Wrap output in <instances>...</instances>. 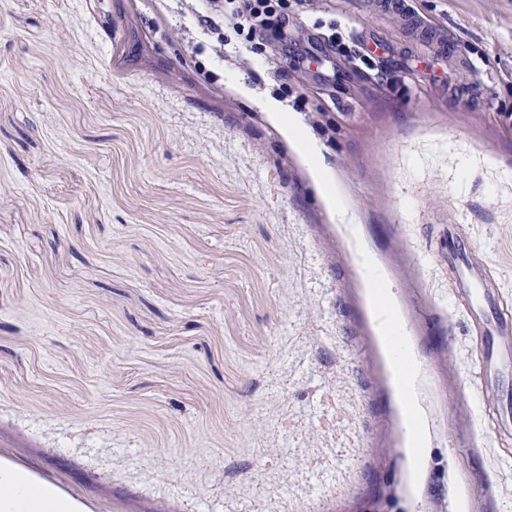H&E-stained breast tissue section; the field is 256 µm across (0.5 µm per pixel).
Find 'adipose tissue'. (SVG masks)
<instances>
[{
  "mask_svg": "<svg viewBox=\"0 0 512 512\" xmlns=\"http://www.w3.org/2000/svg\"><path fill=\"white\" fill-rule=\"evenodd\" d=\"M412 377L413 357L405 348L399 357V380L412 414L410 430L415 443L412 462L420 469L424 466L425 436L419 407L411 394ZM0 512H93V507L78 494L60 488L0 454Z\"/></svg>",
  "mask_w": 512,
  "mask_h": 512,
  "instance_id": "obj_1",
  "label": "adipose tissue"
}]
</instances>
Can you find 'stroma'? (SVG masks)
<instances>
[{
	"instance_id": "obj_1",
	"label": "stroma",
	"mask_w": 512,
	"mask_h": 512,
	"mask_svg": "<svg viewBox=\"0 0 512 512\" xmlns=\"http://www.w3.org/2000/svg\"><path fill=\"white\" fill-rule=\"evenodd\" d=\"M404 2L459 60L378 0L295 17V40L348 31L394 69L291 71L336 130L306 125L316 164L259 106L304 119L250 77L270 47L188 57L176 0H0V452L96 512H365L379 491L512 512L484 328L448 270L454 226L512 322V0ZM412 377L413 357L410 354L409 348L403 346L399 357V380L405 392L407 406L412 414L410 430L414 438V444L416 446H423L425 442L423 422L420 416L419 406L413 396Z\"/></svg>"
}]
</instances>
